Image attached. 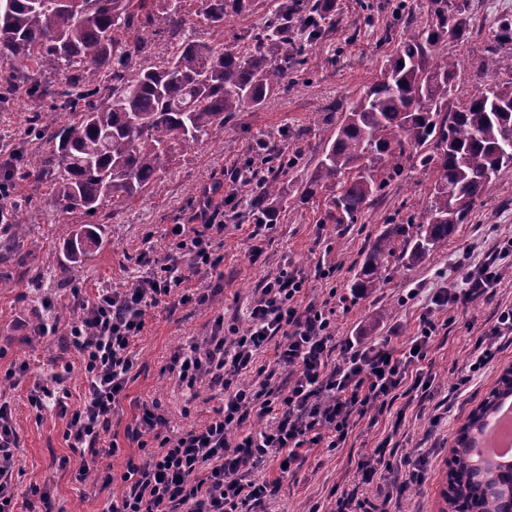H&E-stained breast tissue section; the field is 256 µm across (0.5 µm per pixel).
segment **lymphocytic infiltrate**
<instances>
[{
	"label": "lymphocytic infiltrate",
	"instance_id": "f902f5d3",
	"mask_svg": "<svg viewBox=\"0 0 512 512\" xmlns=\"http://www.w3.org/2000/svg\"><path fill=\"white\" fill-rule=\"evenodd\" d=\"M224 224L218 212L205 213L201 224H175L167 235L171 252L166 258L145 250V269L134 288H101L81 301L76 321L59 326L41 323L40 336H61L80 356L86 383L84 400L70 407L55 386L36 383L29 396L32 410L57 408L65 418L63 439L68 448L88 454L89 463L79 479L93 477L102 487L121 481L122 493L105 502L102 512H243L275 497L282 480L302 461L304 446L343 447L357 419L377 421L397 400H414L429 394L433 378L423 363L435 342L437 328L424 319L416 336L391 346L390 342L361 348L346 342L343 361L336 362V329L329 311L315 302H303L306 279L298 270L281 269L261 287L249 308L246 328L216 321L203 343H190L172 354L167 370L187 389L203 380L219 386L221 406L202 424L170 434L168 421L155 402H143L127 429L142 453L140 462H128L121 475L101 465L100 456L119 454L110 440L112 415L125 397L137 364L134 343L145 327L149 311L177 298L179 305H208L214 291L188 288V277L206 273L223 280L224 256L217 235ZM512 256L502 248L497 257L467 271L462 287L440 288L432 296L439 307L467 305L493 296L502 280L500 260ZM512 344V306L499 309L490 328L472 337L466 374L457 388H465L484 370L503 344ZM273 349V362L287 372L285 388L272 387L257 356ZM262 420L259 430L249 429L251 419ZM19 438L8 402H0V512H15L11 490L14 454ZM282 467L277 478H257L253 471L268 458ZM403 479L386 490L381 503L337 492L333 512H400L405 491L422 484L424 469L418 459L400 461Z\"/></svg>",
	"mask_w": 512,
	"mask_h": 512
}]
</instances>
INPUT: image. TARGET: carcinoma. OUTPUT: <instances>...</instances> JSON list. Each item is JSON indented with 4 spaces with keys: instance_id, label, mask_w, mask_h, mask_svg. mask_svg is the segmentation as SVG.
<instances>
[{
    "instance_id": "1",
    "label": "carcinoma",
    "mask_w": 512,
    "mask_h": 512,
    "mask_svg": "<svg viewBox=\"0 0 512 512\" xmlns=\"http://www.w3.org/2000/svg\"><path fill=\"white\" fill-rule=\"evenodd\" d=\"M0 0V61L8 66L4 95L20 85L28 97L51 101L28 117L41 144L0 146V178L49 185L61 211L86 216L108 203L144 196L170 162L224 129L235 112L260 106L286 85L288 69L301 64V48L288 34L310 41L324 35L330 0H272L273 15L251 37L241 55L220 41L187 34L188 5L206 25L224 33V22L252 7L253 0ZM467 0H432V21L413 30L386 59L380 77L345 109L324 138L322 156L297 190L301 203L330 192L326 220L353 224L384 188L411 169L436 175L432 201L407 223L394 220L369 245L353 288L380 286L392 259L418 262L465 223L493 179L512 166V78L490 79L485 88L450 103L459 63L442 44L466 29ZM174 43L170 56L142 62L149 34ZM484 69L499 56L512 58V19L499 20L487 47ZM48 70L64 73L54 89ZM95 97L93 104L89 98ZM257 224H271L290 195L275 176H241ZM33 212H17L0 227V260L20 254L18 237L35 223ZM99 243L91 227L65 238L69 261ZM512 386L499 381L470 417L473 428ZM462 435L453 451L450 512H507L506 504L473 482Z\"/></svg>"
}]
</instances>
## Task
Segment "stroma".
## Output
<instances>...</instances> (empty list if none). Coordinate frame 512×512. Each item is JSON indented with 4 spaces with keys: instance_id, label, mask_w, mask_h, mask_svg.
<instances>
[{
    "instance_id": "1",
    "label": "stroma",
    "mask_w": 512,
    "mask_h": 512,
    "mask_svg": "<svg viewBox=\"0 0 512 512\" xmlns=\"http://www.w3.org/2000/svg\"><path fill=\"white\" fill-rule=\"evenodd\" d=\"M401 2L415 26L430 23L429 0H336L332 27L321 39L305 43L302 64L289 70V90L272 95L259 107L231 115L223 132L177 159L147 196L99 214L100 243L84 262H69L61 228L85 224V216L57 210L43 192L20 183V195L32 196L39 219L30 225L24 240L25 263L0 262V373L21 361L30 366L16 383L0 386V399L9 401L20 438L12 479L17 504H24L30 486L45 485L59 512H101L104 502L122 491L118 481L107 489L90 478L77 481L84 459L67 447L64 419L55 410L38 415L29 407L28 395L34 384L49 380L62 361L71 365L64 382L68 404H79L85 396L77 352L36 333L42 307L35 300V274L56 271L59 282L50 291V299L56 309L80 313L74 289L91 296L96 289L118 288L138 277L141 252L149 248L157 256H165L168 225L192 223L207 190L214 188L219 195L233 198L224 209V282L210 305H177L147 315L135 346L138 365L127 396L112 418V433L120 447L119 455L109 460L115 474L125 471L128 458L140 456L136 443L126 436L139 402L158 401L177 431L202 423L220 406L217 391L203 386L196 395H188L164 367L179 345L209 336L216 319L246 328L247 309L258 290L289 266L307 277L309 298L329 301L340 343L352 338L371 345L388 338L398 344L416 334L423 313H431L438 334L428 356L433 396L404 408L400 429H393L388 416L375 425L364 418L357 421L345 447L303 449L300 467L281 478L278 497L256 512H309L314 506L332 512L330 493L338 486L376 499L378 486L393 485L397 470H379L373 484L365 485L359 481L357 466L390 433L395 436L398 454L423 459L427 470L425 483L405 493L404 512H444L448 460L458 432L512 367V345L503 346L498 362L485 376L473 380L468 394L452 397L448 389L467 361L470 337L489 328L496 308L512 306V268L504 269V278L491 299L481 298L454 310L433 307L430 299L435 289L460 287V262L483 263L502 240L512 238V168L498 173L490 192L447 241L421 262L392 264L380 287L366 294L353 292L351 284L369 243L389 220L403 222L425 210L434 185L432 174L416 171L408 180L392 182L353 224L324 223V195L305 204L292 203L265 230L263 253L256 259L249 253L252 220L245 215V198L239 193L237 177L265 148L272 158L286 159V167L277 169L276 175L285 189L297 190L322 154L324 133L343 119L348 100L375 80L387 55L397 47L405 28L395 22L393 10ZM469 2L467 35L449 39L447 44L449 56L459 62L460 76L453 90L459 99L474 93L480 81L485 48L497 21L512 16V0ZM270 8L271 0H255L252 11L226 23L220 35L195 17L189 32L208 41L220 36L225 45L233 46L239 35L260 29ZM320 265L333 268L331 279L317 277ZM332 291L337 294L333 300L328 297ZM441 401L448 411L435 425L431 418L435 404Z\"/></svg>"
}]
</instances>
